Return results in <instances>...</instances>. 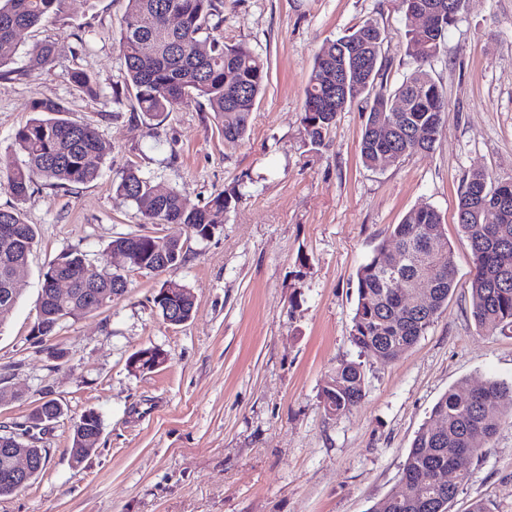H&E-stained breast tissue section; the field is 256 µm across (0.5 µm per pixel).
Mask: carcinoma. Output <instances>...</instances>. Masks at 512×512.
<instances>
[{
  "instance_id": "obj_1",
  "label": "carcinoma",
  "mask_w": 512,
  "mask_h": 512,
  "mask_svg": "<svg viewBox=\"0 0 512 512\" xmlns=\"http://www.w3.org/2000/svg\"><path fill=\"white\" fill-rule=\"evenodd\" d=\"M120 20L118 52L126 73V91L142 115L157 120L189 97L202 98L214 112L224 140L244 139L249 120L268 80L267 61L244 43L228 44L213 36L223 22L224 0H126ZM406 14L419 7L426 21L406 30V53L417 63L392 93L374 91L382 70L383 35L365 22L326 41L315 57L305 87L302 121L310 140L321 143L338 114L357 99L368 100L367 120L360 140L362 163L371 169L382 165V155L392 149L399 157L429 152L448 117V104L427 66L437 56L448 29L458 21L462 0H404ZM66 0H0V79L19 76L11 68L17 53L16 35L49 16L64 13ZM178 24H169V18ZM56 42L37 43L28 52L27 71L42 70L58 54ZM77 90L94 94L90 73L75 67L68 73ZM424 137L417 139L415 132ZM15 145L26 155L25 165L14 167L0 160V180L17 198L25 197L43 180L55 186L85 184L94 180L109 152V144L92 126L71 120L53 100L31 105V117L14 132ZM116 193L134 205L145 224H183L194 236L221 221L228 199L219 193L203 205L189 203L178 191L159 194L149 177L129 169ZM457 222L468 243L473 277L472 315L479 329L493 332L512 326V178L494 180L482 171L467 176L457 207ZM14 224L20 234L0 244V326L16 303L9 280L18 268L27 267L36 232L21 213L0 208V225ZM437 231V240L427 236ZM390 238L404 254L392 273L384 270L386 244L357 273V305L351 341L359 352L387 364L406 345L416 343L434 323L453 288V250L445 237L440 213L431 207L408 212L394 225ZM111 249L130 252L133 270L161 274L181 264L184 245L177 238L167 246V264L142 266L152 256L146 234L119 236ZM91 267L84 255L69 251L50 264L43 280L68 276L73 292L81 298L93 290L115 288L112 270ZM417 279L430 287L427 307L417 308L408 289ZM45 326L44 342L57 335L63 321L86 315L66 297L41 289L38 303ZM325 410L341 415L356 407L366 395L361 365L339 363L322 391ZM512 407V384L488 380L472 394L464 387L448 390L434 405L432 416L443 426L435 432L428 425L417 431L402 468L409 493L392 492L375 502L368 512H438L441 501L451 502L468 474L454 486L438 482L456 459L478 453L475 442L493 437L507 422L504 408ZM102 421L98 413L84 411L72 424V461L79 465L98 442ZM15 433H0V475L9 466L7 448H21Z\"/></svg>"
}]
</instances>
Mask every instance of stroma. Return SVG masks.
I'll list each match as a JSON object with an SVG mask.
<instances>
[{"mask_svg":"<svg viewBox=\"0 0 512 512\" xmlns=\"http://www.w3.org/2000/svg\"><path fill=\"white\" fill-rule=\"evenodd\" d=\"M126 0H67L61 18L22 31L14 67L0 80V158L20 165L13 143L32 102L52 99L109 142L98 177L57 189L36 184L21 200L0 186V208L18 209L37 238L18 300L0 327V431L26 420L37 402L61 416L25 444L49 462L30 485L0 497V512H368L402 490L411 442L450 388L512 383V327L488 333L471 314L472 263L457 223L472 172L512 177V0H465L430 73L448 99V121L431 151L381 168L364 166L363 100L339 113L312 144L302 111L321 45L371 22L384 37L378 79L394 91L415 68L407 56L403 0H224L220 33L269 64L266 91L243 141L226 142L200 98L184 100L161 124L114 103L124 88L118 22ZM62 49L27 72L26 50ZM82 43L78 56L69 49ZM81 66L95 92L75 90ZM178 190L193 204L221 193L229 204L211 236L181 224L141 223L114 184L127 169ZM442 216L456 279L443 312L395 361L376 362L351 341L357 271L409 211ZM155 231L180 239L186 261L159 275L131 276L127 293L64 323L52 341L65 362L31 337L43 274L60 254L120 266L119 235ZM187 287L195 317L166 324L152 304L162 282ZM158 349L166 362L134 370L130 356ZM343 361L361 364L366 396L351 412L325 411L322 390ZM96 411L95 452L71 459V425ZM469 481L450 512L483 501L512 512V423L482 441Z\"/></svg>","mask_w":512,"mask_h":512,"instance_id":"stroma-1","label":"stroma"}]
</instances>
